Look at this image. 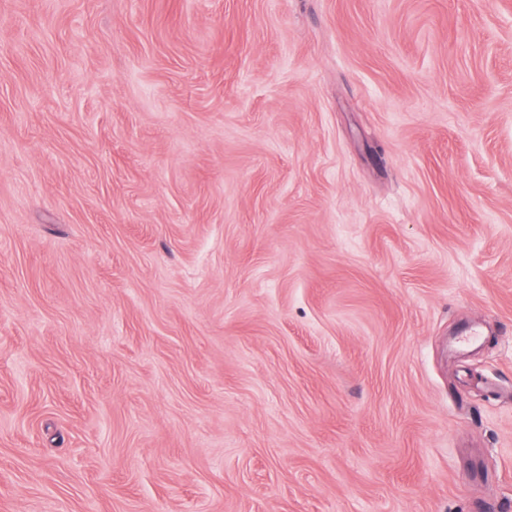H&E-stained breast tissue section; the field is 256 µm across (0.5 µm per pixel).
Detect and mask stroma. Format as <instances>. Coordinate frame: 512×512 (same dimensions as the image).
Wrapping results in <instances>:
<instances>
[{"mask_svg": "<svg viewBox=\"0 0 512 512\" xmlns=\"http://www.w3.org/2000/svg\"><path fill=\"white\" fill-rule=\"evenodd\" d=\"M0 512H512V0H0Z\"/></svg>", "mask_w": 512, "mask_h": 512, "instance_id": "stroma-1", "label": "stroma"}]
</instances>
